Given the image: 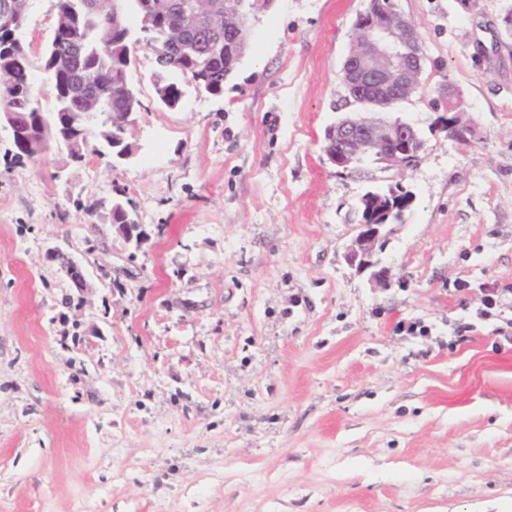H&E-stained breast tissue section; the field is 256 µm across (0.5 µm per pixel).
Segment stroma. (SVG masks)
Segmentation results:
<instances>
[{"label":"stroma","mask_w":512,"mask_h":512,"mask_svg":"<svg viewBox=\"0 0 512 512\" xmlns=\"http://www.w3.org/2000/svg\"><path fill=\"white\" fill-rule=\"evenodd\" d=\"M394 2L425 44L394 111L417 165L324 152L366 0H274L223 94L173 110L137 45L130 160L0 139V512H512V310L476 315L512 284V0ZM391 187L378 284L345 248Z\"/></svg>","instance_id":"1"}]
</instances>
